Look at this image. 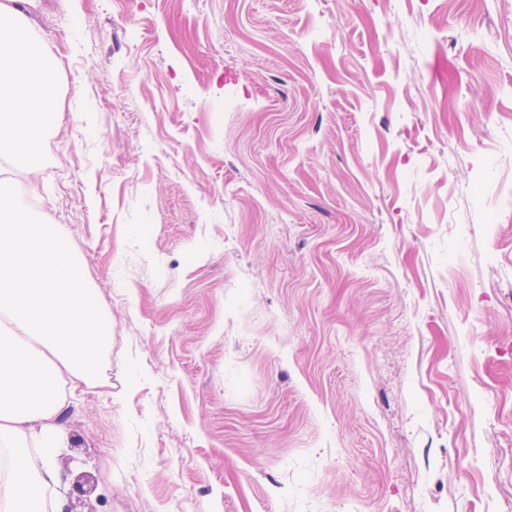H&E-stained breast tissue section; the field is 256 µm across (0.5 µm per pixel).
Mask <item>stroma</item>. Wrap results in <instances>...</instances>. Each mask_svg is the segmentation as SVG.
<instances>
[{
	"label": "stroma",
	"mask_w": 512,
	"mask_h": 512,
	"mask_svg": "<svg viewBox=\"0 0 512 512\" xmlns=\"http://www.w3.org/2000/svg\"><path fill=\"white\" fill-rule=\"evenodd\" d=\"M23 207L112 320L74 512H512V0H32Z\"/></svg>",
	"instance_id": "1"
}]
</instances>
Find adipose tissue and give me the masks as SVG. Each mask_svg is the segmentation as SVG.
<instances>
[{"mask_svg": "<svg viewBox=\"0 0 512 512\" xmlns=\"http://www.w3.org/2000/svg\"><path fill=\"white\" fill-rule=\"evenodd\" d=\"M31 29L25 11L0 0V157L34 177L59 63ZM111 346V323L71 241L23 211L0 179V446L10 450L0 512H65L58 420L70 391L95 383Z\"/></svg>", "mask_w": 512, "mask_h": 512, "instance_id": "ef3b65f1", "label": "adipose tissue"}]
</instances>
